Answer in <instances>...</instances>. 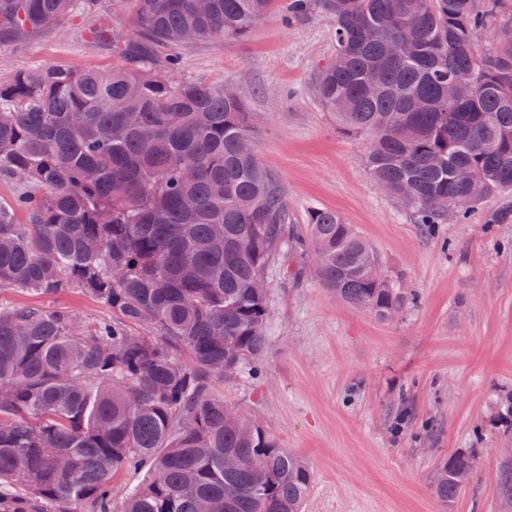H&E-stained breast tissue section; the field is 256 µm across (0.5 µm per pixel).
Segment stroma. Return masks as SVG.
<instances>
[{
    "label": "stroma",
    "instance_id": "stroma-1",
    "mask_svg": "<svg viewBox=\"0 0 512 512\" xmlns=\"http://www.w3.org/2000/svg\"><path fill=\"white\" fill-rule=\"evenodd\" d=\"M132 33L112 0H97L90 14L1 44L0 76L36 63L108 68ZM335 47L321 0L293 20L275 0L243 40L158 51L176 58L178 78L249 90L256 154L288 200L289 224L319 208L340 214L414 298L379 320L336 299L311 259L281 252L267 278L262 371L221 377L214 390L311 468L305 512H512L499 481L512 469V221H498L512 193L424 231L374 183L367 139L341 134L315 96ZM457 453L473 455V473L446 502L435 474Z\"/></svg>",
    "mask_w": 512,
    "mask_h": 512
}]
</instances>
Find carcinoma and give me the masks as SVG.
<instances>
[{
    "label": "carcinoma",
    "instance_id": "obj_1",
    "mask_svg": "<svg viewBox=\"0 0 512 512\" xmlns=\"http://www.w3.org/2000/svg\"><path fill=\"white\" fill-rule=\"evenodd\" d=\"M95 0H0V41L87 14ZM273 0H113L138 37L112 69L35 64L0 76V288L74 289L112 310L90 326L33 305L0 307V512H304L308 465L211 388L265 355L257 287L289 242L326 288L387 320L409 298L368 240L316 209L286 224L276 178L242 152L249 94L177 79L152 44L239 41ZM336 34L314 90L365 165L420 224L465 219L512 193V26L475 38L512 0H322ZM143 468L120 505L112 479ZM473 457L440 463L457 496Z\"/></svg>",
    "mask_w": 512,
    "mask_h": 512
}]
</instances>
